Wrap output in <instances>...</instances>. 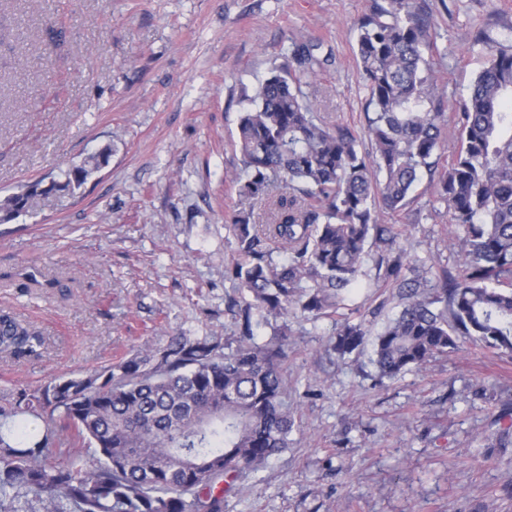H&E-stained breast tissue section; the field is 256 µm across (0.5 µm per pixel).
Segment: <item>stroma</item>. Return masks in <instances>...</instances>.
<instances>
[{
	"mask_svg": "<svg viewBox=\"0 0 512 512\" xmlns=\"http://www.w3.org/2000/svg\"><path fill=\"white\" fill-rule=\"evenodd\" d=\"M370 0H0V199L42 182L33 210L0 222V308L41 331V357L0 352V404L19 388L85 376L165 344L225 337L236 261L226 220L242 162L244 95L290 39L320 43L333 63L308 89L333 124L361 130L367 96L354 24ZM436 21L438 84L460 98L482 66L468 38L512 25V0H445ZM85 162L76 191L51 189ZM429 193L399 240L428 276L454 267L455 229ZM36 273L31 285L26 273ZM365 261L354 301L398 300ZM288 399L299 431L224 498V512H512V354L470 341L403 378L378 382L371 348L327 350L329 319H289Z\"/></svg>",
	"mask_w": 512,
	"mask_h": 512,
	"instance_id": "1",
	"label": "stroma"
}]
</instances>
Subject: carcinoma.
<instances>
[{
	"label": "carcinoma",
	"instance_id": "cac0c4a2",
	"mask_svg": "<svg viewBox=\"0 0 512 512\" xmlns=\"http://www.w3.org/2000/svg\"><path fill=\"white\" fill-rule=\"evenodd\" d=\"M441 34L419 0H371L356 22V57L371 111L369 146L315 111L305 88L332 63L319 44L292 39L238 125L242 157L231 228L238 255L224 269L234 330L223 340L169 337L85 378L18 389L0 405V512H224L235 483L288 448L298 428L284 378L288 325L260 343L271 320L335 323L331 349H363L369 332L347 304L369 250L377 279L401 310L372 341L382 379H396L468 339L512 353V38L471 43L484 63L451 102L433 76ZM451 125L450 150L442 130ZM93 169L36 182L0 201L3 218ZM461 235L463 257L424 288L395 246L423 176ZM44 339L0 309V351L40 355ZM45 422L30 427L28 418Z\"/></svg>",
	"mask_w": 512,
	"mask_h": 512
}]
</instances>
